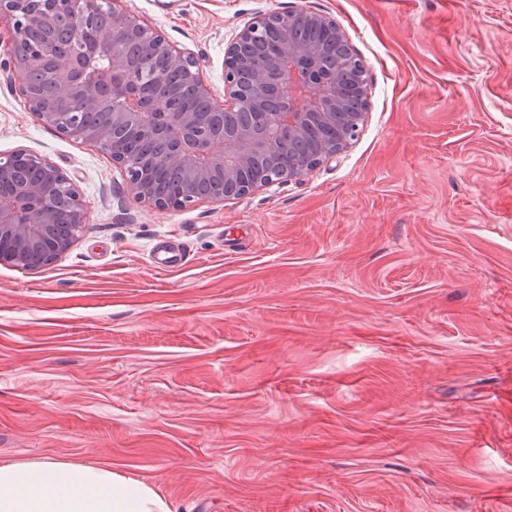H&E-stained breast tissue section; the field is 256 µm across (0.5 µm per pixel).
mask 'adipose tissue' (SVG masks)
Listing matches in <instances>:
<instances>
[{
    "label": "adipose tissue",
    "mask_w": 512,
    "mask_h": 512,
    "mask_svg": "<svg viewBox=\"0 0 512 512\" xmlns=\"http://www.w3.org/2000/svg\"><path fill=\"white\" fill-rule=\"evenodd\" d=\"M0 512H171L150 484L107 466L0 464Z\"/></svg>",
    "instance_id": "1"
}]
</instances>
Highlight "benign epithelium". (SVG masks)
Here are the masks:
<instances>
[{
    "label": "benign epithelium",
    "instance_id": "benign-epithelium-1",
    "mask_svg": "<svg viewBox=\"0 0 512 512\" xmlns=\"http://www.w3.org/2000/svg\"><path fill=\"white\" fill-rule=\"evenodd\" d=\"M11 26L8 60L18 76L29 111L60 134L88 142L111 155L124 169L127 191L158 209H179L199 200L223 205L241 200L274 184L298 182L308 172L347 151L362 131L366 113L341 120L346 90L321 67V45L304 40V29L322 30L356 63L367 70L336 20L304 9L263 13L238 30L224 53V99L219 101L205 82L199 60L174 49L138 17L124 12L121 0H110V16L96 25L93 5L79 10L71 0H0V24ZM57 25L91 32L77 53L56 54L45 40L22 53L19 45L34 27ZM137 42L141 60L160 56L182 70L187 86L210 106L208 112L172 111L166 103L173 91L164 75L145 74L141 64L125 57L119 46ZM105 52L110 65L87 76V64ZM43 72L52 82L53 98L45 100L33 87ZM279 87L275 112H261L243 126L218 129L216 116L259 103L267 89ZM104 111L109 121L91 128L81 113ZM121 133L146 134L169 144L155 157L127 158L112 154V140ZM315 137L308 163L254 174L258 159L270 157L290 141ZM26 163L39 172L35 182L17 176L13 163L0 158V186L15 185L10 197L0 196V264L30 271L50 266L78 239L61 232V223L85 227V203L73 180L48 159L26 151ZM219 174L228 190L200 194L197 186Z\"/></svg>",
    "mask_w": 512,
    "mask_h": 512
}]
</instances>
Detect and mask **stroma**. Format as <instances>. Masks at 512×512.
Masks as SVG:
<instances>
[{
    "label": "stroma",
    "mask_w": 512,
    "mask_h": 512,
    "mask_svg": "<svg viewBox=\"0 0 512 512\" xmlns=\"http://www.w3.org/2000/svg\"><path fill=\"white\" fill-rule=\"evenodd\" d=\"M122 7L219 96L239 26L328 14L368 115L300 182L160 210L0 70V157L87 205L54 264H0V463L108 466L172 512H512V0Z\"/></svg>",
    "instance_id": "35a3bbf8"
}]
</instances>
